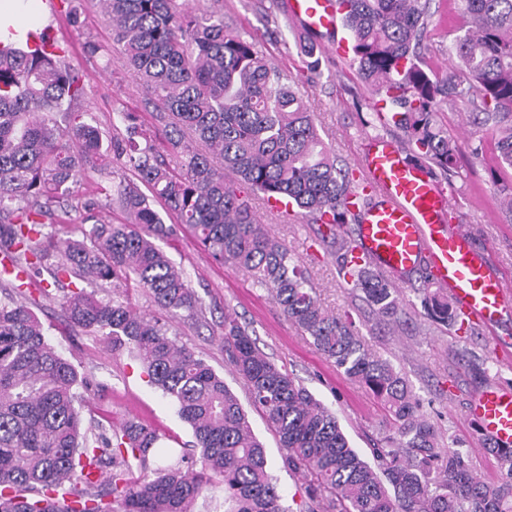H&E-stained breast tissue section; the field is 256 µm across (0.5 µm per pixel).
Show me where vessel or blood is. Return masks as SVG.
<instances>
[{
	"label": "vessel or blood",
	"instance_id": "vessel-or-blood-1",
	"mask_svg": "<svg viewBox=\"0 0 512 512\" xmlns=\"http://www.w3.org/2000/svg\"><path fill=\"white\" fill-rule=\"evenodd\" d=\"M288 14L304 29L328 34L341 17L337 0H288ZM362 169L374 201L360 210L354 256L394 276L425 269L472 324L490 329L512 313V290L490 273L468 232L448 223L451 198L425 168L392 141L374 138ZM467 416L497 447H512V388L486 384L471 397Z\"/></svg>",
	"mask_w": 512,
	"mask_h": 512
}]
</instances>
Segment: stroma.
Returning <instances> with one entry per match:
<instances>
[{"mask_svg":"<svg viewBox=\"0 0 512 512\" xmlns=\"http://www.w3.org/2000/svg\"><path fill=\"white\" fill-rule=\"evenodd\" d=\"M223 3L225 23L252 41L269 65L295 82L323 139L354 175L362 173L359 158L370 137L401 142V131L372 111L371 92L358 78L351 59L337 56L325 35L316 37L323 58L321 73H310L299 49L304 31L297 23L284 21L288 0ZM75 5L80 13L75 25L64 12L52 9L47 0H42L40 10L47 23L52 24L66 61L83 75L84 121L97 127L108 145L118 112L138 113L145 127L153 132L158 150L166 151L162 127L146 104V92L121 50L112 43L100 0H75ZM463 24L458 0H431L424 56L434 70L441 72L448 67V48L460 35ZM89 42L99 45L98 53L85 51ZM469 110V105L462 102L442 108V122L460 150L459 167L444 183L453 204L448 221L470 233L474 247L488 253L491 271L512 289V220L502 211L500 194L503 186L512 183V172L506 174L498 169L490 147H479V135L468 120ZM132 176L122 161L112 158L104 170L83 180L80 192L83 199L95 201L96 215L120 222L123 213L118 205L108 204L103 191L113 182ZM249 200L261 223L307 263L323 306L353 316L366 346L406 373L424 414L447 430L454 449L468 454L482 480L498 482L496 462L485 453L480 431L466 418L465 410L473 393L487 381L496 379L512 386V364L497 359L492 341L496 335L512 338V316L493 332L480 326L468 334L439 329L425 318L411 282L406 281L400 283L399 289L410 305L411 322L394 332L377 326L365 304L354 297L350 285L338 277L331 249L320 241L316 225L298 215L271 212L260 195L250 194ZM158 245L185 268L204 310L205 319L201 322L185 316L173 320L178 344L201 355L245 403L252 430L266 447L279 492L293 512H298L307 500L304 480L281 467L275 437L262 413L248 406L244 383L226 361L219 340L225 314H235L247 323L267 356L285 366L316 399L336 413L357 450L367 451L370 439L392 434L383 409L367 388L347 379L316 352L311 339L283 317L269 293L255 286L247 272L215 262L201 249L189 228L177 227L174 236L159 240ZM70 289V282H62L55 288L53 298L39 300L33 311L45 326L50 343L89 384L79 403L84 423L116 426L137 418L151 424L169 447L179 448L192 441V430L178 416L175 404L144 382L137 361L124 354L113 355L102 336L68 321L63 298Z\"/></svg>","mask_w":512,"mask_h":512,"instance_id":"obj_1","label":"stroma"}]
</instances>
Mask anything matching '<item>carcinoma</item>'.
<instances>
[{"instance_id": "carcinoma-1", "label": "carcinoma", "mask_w": 512, "mask_h": 512, "mask_svg": "<svg viewBox=\"0 0 512 512\" xmlns=\"http://www.w3.org/2000/svg\"><path fill=\"white\" fill-rule=\"evenodd\" d=\"M340 2L357 75L378 97L375 112L391 113L413 163L433 176L457 166L459 148L442 128L440 106L461 101L473 107L498 166L512 170V0H461L468 27L448 50L453 61L443 74L422 59L430 0ZM102 3L112 43L168 131L175 165L158 159L132 112L119 113L126 136L112 139V150L213 260L245 270L271 292L285 318L337 370L364 384L395 427L394 436L372 441L367 459L335 412L272 361L247 324L224 314V352L277 437L282 468L303 478L305 512H512V448L486 449L504 480L490 486L480 479L421 412L406 374L372 355L350 314L321 305L306 263L267 232L224 177L229 170L265 200L295 204L322 226L338 273L376 323L406 322L395 277L359 263L351 239L336 237L352 207L371 198L336 160L287 77L229 31L222 12H197L178 0ZM30 39L24 49L0 42V254L42 298L71 275L106 283L132 277L159 309L203 315L187 273L156 244L173 226L133 183L114 189L129 222L84 217L90 227L63 241L62 261L43 277L51 207L93 209L78 187L105 167L107 155L99 130L82 120V76L47 31ZM300 48L309 71L318 72L314 37L306 34ZM27 292L13 284L0 298V512H195L199 501L203 512H293L224 377L178 344L166 323L77 287L64 297L68 320L108 337L112 353L127 350L140 361L147 382L192 428L195 451L165 446L156 429L134 419L83 430L76 404L86 381L45 338L31 309L36 300L15 298ZM414 292L429 321L471 330L426 275ZM217 482L224 497L215 504L206 493Z\"/></svg>"}]
</instances>
